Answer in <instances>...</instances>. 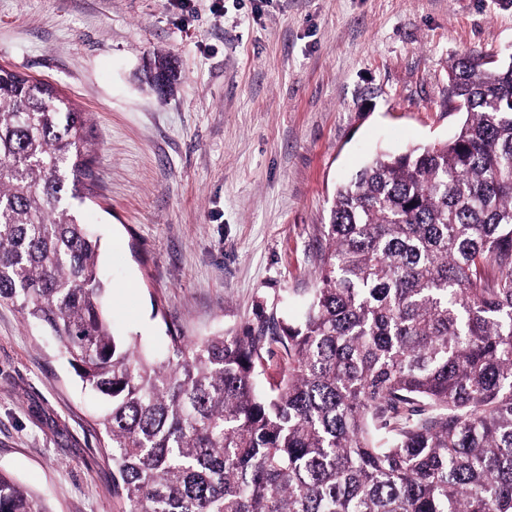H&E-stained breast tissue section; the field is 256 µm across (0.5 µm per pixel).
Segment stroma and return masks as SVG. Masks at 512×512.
Returning <instances> with one entry per match:
<instances>
[{
  "mask_svg": "<svg viewBox=\"0 0 512 512\" xmlns=\"http://www.w3.org/2000/svg\"><path fill=\"white\" fill-rule=\"evenodd\" d=\"M512 54L500 0H0V65L92 119L107 312L167 354L187 338L299 316L336 189L377 150L451 138L448 67ZM172 91L140 80L157 55ZM97 399L0 301V470L50 512H120ZM169 58L167 56H155L153 59V62L151 61L145 71V78L147 80V83L150 85V87L156 91L160 95H165L166 93L170 92L173 88V85L175 84L177 80V73L175 71V67H172L171 62L168 60ZM160 72H165L167 74V90L163 91L160 90L156 83V77L157 74ZM153 73H156L155 76L152 75Z\"/></svg>",
  "mask_w": 512,
  "mask_h": 512,
  "instance_id": "1",
  "label": "stroma"
}]
</instances>
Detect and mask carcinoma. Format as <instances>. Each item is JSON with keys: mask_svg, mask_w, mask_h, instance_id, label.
Returning <instances> with one entry per match:
<instances>
[{"mask_svg": "<svg viewBox=\"0 0 512 512\" xmlns=\"http://www.w3.org/2000/svg\"><path fill=\"white\" fill-rule=\"evenodd\" d=\"M449 91L452 139L336 188L300 322L172 335L157 359L115 333L73 204L88 114L0 67V301L102 401L122 512H512V62L472 51ZM0 512L50 510L0 471Z\"/></svg>", "mask_w": 512, "mask_h": 512, "instance_id": "1", "label": "carcinoma"}]
</instances>
